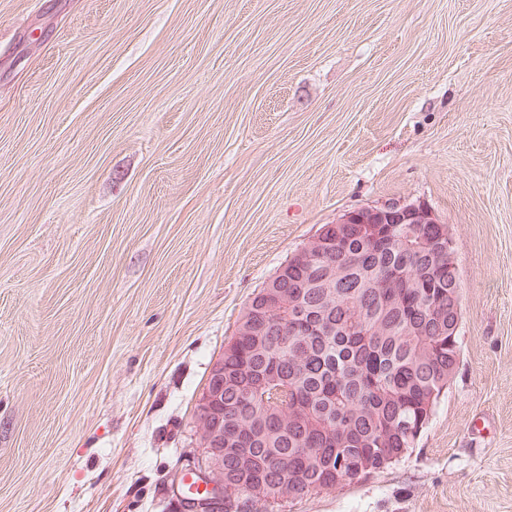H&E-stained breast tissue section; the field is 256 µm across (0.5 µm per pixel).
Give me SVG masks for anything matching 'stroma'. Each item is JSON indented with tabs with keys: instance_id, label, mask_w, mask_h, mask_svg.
<instances>
[{
	"instance_id": "1",
	"label": "stroma",
	"mask_w": 512,
	"mask_h": 512,
	"mask_svg": "<svg viewBox=\"0 0 512 512\" xmlns=\"http://www.w3.org/2000/svg\"><path fill=\"white\" fill-rule=\"evenodd\" d=\"M450 225L414 448L268 512H512V0H0V512H183L249 300L346 211Z\"/></svg>"
}]
</instances>
